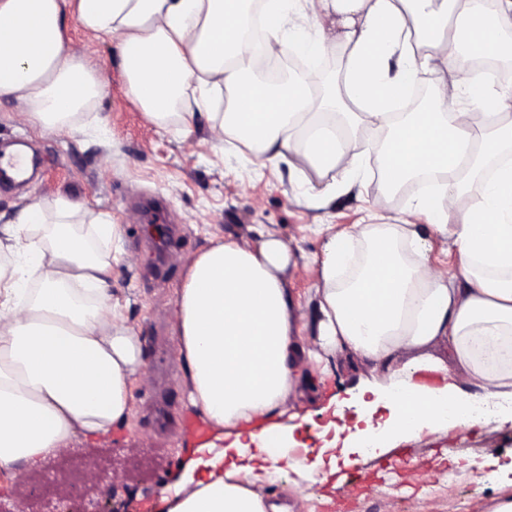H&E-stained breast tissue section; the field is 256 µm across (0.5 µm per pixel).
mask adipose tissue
Masks as SVG:
<instances>
[{
  "mask_svg": "<svg viewBox=\"0 0 512 512\" xmlns=\"http://www.w3.org/2000/svg\"><path fill=\"white\" fill-rule=\"evenodd\" d=\"M73 1L78 23L117 46L152 123L187 138L202 118L214 140H237L257 160L337 170L312 205L361 184L370 153L391 190L434 174L435 191L415 196L411 213L457 258L454 274L433 268L409 223L326 232L308 314L281 278L292 254L280 239L220 240L187 263L172 314L186 402L238 454L258 445L274 467L226 471L221 451L190 460L168 512H302L303 501L279 505L266 486L323 460L296 459L280 419L313 401L316 376L334 364L369 374L352 398L364 429L334 425L356 444L436 432L448 409L458 427H480L471 410L484 403L512 423V85L470 66L512 57V0H497L492 17L485 0H263L259 47L243 34L250 0H0V97L44 132L77 130L106 88L97 64L65 51ZM337 44L349 50L344 87L361 120L327 122L336 100H317L309 78L261 80L285 52L318 57ZM420 75L433 106L392 111ZM215 90L232 93L230 111H206ZM78 213L60 198L0 225V253L15 258L0 264V472L37 471L131 413L142 347L112 302V257L92 247L119 243L123 230L102 217L81 231ZM307 316L316 334L303 338ZM440 344L446 356L435 355Z\"/></svg>",
  "mask_w": 512,
  "mask_h": 512,
  "instance_id": "1",
  "label": "adipose tissue"
}]
</instances>
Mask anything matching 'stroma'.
<instances>
[{"label":"stroma","mask_w":512,"mask_h":512,"mask_svg":"<svg viewBox=\"0 0 512 512\" xmlns=\"http://www.w3.org/2000/svg\"><path fill=\"white\" fill-rule=\"evenodd\" d=\"M66 49L89 54L105 71L106 92L87 116L89 129L71 135L19 122L14 102L0 99V149L22 140L37 162L27 182L0 188V214L11 217L25 205L65 198L84 207V224L107 214L122 225L123 254L112 264V296L124 305L140 339L144 365L132 386L128 424L97 443L75 438L69 453L92 472L100 455L111 456L109 505L115 512H163L165 490L181 478L189 457L176 428L157 429L149 406L162 357L172 365L171 412L188 411L175 382L180 368L170 320L185 262L214 240L275 234L297 262L284 274L286 286L296 301L308 304L320 272L316 225L341 230L362 223L369 203L385 194L384 185L372 163L363 185L312 207L302 196L322 188L327 175L312 168L293 174L282 161L254 171L248 153L213 140L202 123L186 140L160 130L129 96L116 46L94 38L72 15L66 20ZM355 380L339 369L319 382L314 402L298 407L288 422L297 446L322 448V432L334 419L332 402L347 399ZM405 453L410 469L389 471V463ZM349 460L382 475L373 492L354 497L351 512H492L497 502L512 500V428L496 423L424 433L394 448L350 453ZM446 468L455 472V483L443 477ZM269 491L289 502L305 495L311 512H335L332 485L315 475L281 474Z\"/></svg>","instance_id":"1"}]
</instances>
